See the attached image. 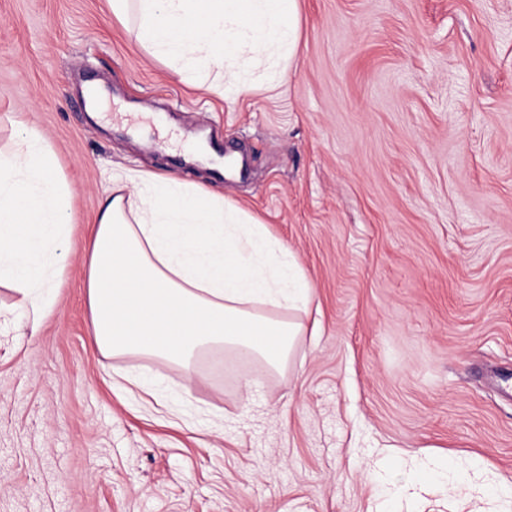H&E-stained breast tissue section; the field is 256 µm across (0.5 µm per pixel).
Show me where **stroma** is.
I'll return each instance as SVG.
<instances>
[{
    "label": "stroma",
    "instance_id": "1",
    "mask_svg": "<svg viewBox=\"0 0 512 512\" xmlns=\"http://www.w3.org/2000/svg\"><path fill=\"white\" fill-rule=\"evenodd\" d=\"M107 0H0V152L19 122L68 187L33 326L0 286V512H460L375 479L444 459L512 485V0H299L276 89L182 82ZM115 170L261 221L313 285L281 370L102 353L86 245ZM135 371L154 397L112 390Z\"/></svg>",
    "mask_w": 512,
    "mask_h": 512
}]
</instances>
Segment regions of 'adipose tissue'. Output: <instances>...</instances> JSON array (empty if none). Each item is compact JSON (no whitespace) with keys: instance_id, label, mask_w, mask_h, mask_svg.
I'll return each instance as SVG.
<instances>
[{"instance_id":"1","label":"adipose tissue","mask_w":512,"mask_h":512,"mask_svg":"<svg viewBox=\"0 0 512 512\" xmlns=\"http://www.w3.org/2000/svg\"><path fill=\"white\" fill-rule=\"evenodd\" d=\"M87 252L93 338L104 353L187 370L221 347L277 369L305 333L295 315L313 287L289 250L223 197L177 178L113 175ZM270 306L289 318L267 314Z\"/></svg>"}]
</instances>
